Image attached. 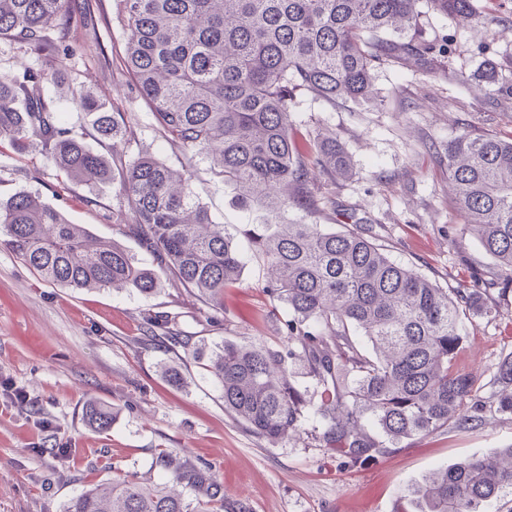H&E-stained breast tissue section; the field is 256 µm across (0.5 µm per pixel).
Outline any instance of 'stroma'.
<instances>
[{
    "mask_svg": "<svg viewBox=\"0 0 512 512\" xmlns=\"http://www.w3.org/2000/svg\"><path fill=\"white\" fill-rule=\"evenodd\" d=\"M482 25L432 12L422 16L423 36L450 45L463 79L451 80L404 62L374 71L378 101L329 102L299 95L290 114L298 140L319 127L333 130L349 154L348 178L312 173L320 202L316 224L372 227L393 260L446 288H477L498 317L466 321L460 363L476 378L480 423L448 428L389 450L364 466L336 452L305 447L291 437L270 442L253 436L224 411L213 385L184 363L185 384L161 371L164 358L146 339L147 314L174 317L187 336L238 343L281 342L283 311L264 293L262 261L246 255L241 281L212 310L172 287L143 298L127 292L64 288L41 279L7 247L0 246V512H65L85 485L135 472L159 478V450L207 462L227 497L247 512H394L399 496L434 470L512 446V413L500 412L495 377L512 352V281L494 274V261L478 239L463 232L448 190V142L462 131L512 138V100L492 95L486 61L512 79V0H477ZM110 0H86L85 23L75 51L64 59L69 76L94 93L107 111L125 113L128 143L99 142L89 114L76 109L56 85L44 84L64 125L121 171L139 153L173 169L184 152L160 132L118 55L126 32L104 23ZM193 188L215 223L231 233L264 216L244 209L208 163L196 162ZM19 192L42 197L74 224L119 240L145 264L153 259L123 235L132 214L115 183L69 181L38 139L25 150L0 141V199ZM95 400L112 407L110 429L99 433L83 419Z\"/></svg>",
    "mask_w": 512,
    "mask_h": 512,
    "instance_id": "obj_1",
    "label": "stroma"
}]
</instances>
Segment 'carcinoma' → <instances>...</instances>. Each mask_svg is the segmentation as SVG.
<instances>
[{"label": "carcinoma", "mask_w": 512, "mask_h": 512, "mask_svg": "<svg viewBox=\"0 0 512 512\" xmlns=\"http://www.w3.org/2000/svg\"><path fill=\"white\" fill-rule=\"evenodd\" d=\"M127 32L126 72L166 135L191 157L218 167L243 202L276 222L245 231L249 250L267 267L265 291L288 311L287 343L195 340L168 330V316L149 317L162 339L197 364L224 398V412L274 442L303 433L364 465L406 441L450 425L478 421L468 404L475 380L457 365L461 324L478 311L475 288H444L389 256L370 228L336 231L323 224L279 222L290 211L311 214L318 200L310 171L346 175L350 161L336 133L298 145L289 128L297 95L375 97V67L394 58L423 71L448 68L452 51L433 50L422 35L421 5L471 23L484 17L473 0H115ZM79 0H0V38L43 55L41 67L0 76V139L19 149L37 138L69 179L92 184L113 177L104 156L65 127L43 84L63 79L62 57L78 41L71 25ZM495 94L512 99V82ZM73 103L94 115L102 140L128 141L122 112H103L89 91L68 84ZM448 186L465 224L498 267L512 273V141L464 131L448 141ZM190 170L151 156L122 169L120 199L132 211L127 233L149 252L170 285L204 305L224 308L237 283L243 248L213 223L192 188ZM6 246L44 280L65 288L161 292L157 274L119 241L95 238L39 197L0 200ZM300 366L309 378L295 380ZM499 409L512 413V355L496 373ZM87 424L110 429L111 409L90 401ZM155 466L172 482L136 472L84 487L65 512H244L224 497L205 462L161 450ZM512 489V447L437 470L403 492L395 512H487Z\"/></svg>", "instance_id": "obj_1"}]
</instances>
